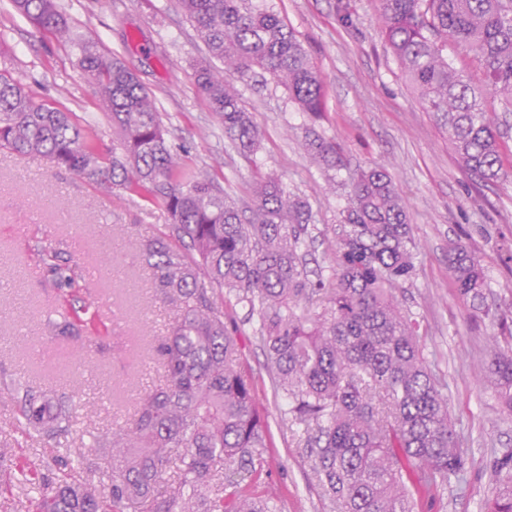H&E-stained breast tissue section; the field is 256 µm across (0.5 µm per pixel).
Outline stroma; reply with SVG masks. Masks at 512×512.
<instances>
[{
  "instance_id": "obj_1",
  "label": "stroma",
  "mask_w": 512,
  "mask_h": 512,
  "mask_svg": "<svg viewBox=\"0 0 512 512\" xmlns=\"http://www.w3.org/2000/svg\"><path fill=\"white\" fill-rule=\"evenodd\" d=\"M59 2L76 32L120 57L151 89L171 143L186 161L245 201L258 170L276 174L289 191L309 199L314 222L305 252L311 275L330 272L328 246L351 173L376 163L389 168L420 244L404 303L421 320L428 364L448 383L449 409L469 463L465 482L441 493L435 510L480 512L494 496L487 458L491 451L512 449V420L503 415L479 362L500 335L502 320L512 318V267L504 264L512 254V134L505 139L504 176L473 183L447 132L388 52L377 0H273L321 76L325 110L315 120L299 112L272 78L243 88L263 132L261 150L248 161L231 148L196 87L194 65L205 47L172 0ZM344 9L352 23L342 21ZM0 41L9 49L10 72L35 101L76 113L102 146H111L112 123L96 108L98 87L70 45L21 17L1 14ZM311 126L342 145L347 166L336 175L311 164L303 151ZM167 224L164 208L141 196H105L45 155L0 151V383L27 382L48 396L72 397L83 428L124 426L139 397L163 382L155 347L177 317L172 305L155 298L152 272L137 257L138 241L162 236ZM459 240L482 258L495 315L474 313L455 292L448 248ZM48 243L101 267L100 277L87 280L74 297L47 287L39 249ZM107 255L113 264L105 269ZM85 299L99 303L106 335H52L53 311H71ZM224 322L270 429L261 481L279 489L278 512H332L295 448L246 310L225 304ZM14 418V405L0 399V433L17 442L0 459V480L21 467L40 470L57 453L15 431Z\"/></svg>"
}]
</instances>
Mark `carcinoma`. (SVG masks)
<instances>
[{"label":"carcinoma","instance_id":"carcinoma-1","mask_svg":"<svg viewBox=\"0 0 512 512\" xmlns=\"http://www.w3.org/2000/svg\"><path fill=\"white\" fill-rule=\"evenodd\" d=\"M9 13L70 44L99 86V106L119 130L104 149L75 113L35 102L0 70V149L46 154L112 195L138 193L169 216L167 238L143 239L142 262L178 317L157 349L165 383L144 394L116 431L79 426L70 396L50 397L26 383L4 387L27 437L81 452L56 455L35 483L19 469L13 482L38 490L37 512H276V492L256 493L267 423L236 340L217 301L247 309L266 350L267 369L287 400L285 414L322 496L336 512H414L464 470L445 383L430 368L420 323L396 291L412 282L419 247L405 200L387 169L356 170L334 228L328 278L309 279L302 248L313 214L308 200L273 174L259 176L247 206L179 155L150 89L120 59L78 35L57 0H8ZM207 56L196 83L246 159L262 132L236 86L257 71L287 90L298 111L318 117L324 86L307 51L273 5L253 0H176ZM381 29L425 109L434 113L476 183L500 178L499 126L489 95L512 112V0H380ZM472 52L484 81L448 62V42ZM223 63L235 81L224 78ZM311 161L342 169L340 147L311 129ZM47 284L68 296L84 280L78 258L41 247ZM457 295L489 314V283L475 251L448 250ZM61 316L58 334L78 336L98 309ZM487 371L503 413L512 417V351L488 355ZM112 457L107 491L71 478L86 455ZM496 494L485 512H512V450L494 458Z\"/></svg>","mask_w":512,"mask_h":512}]
</instances>
